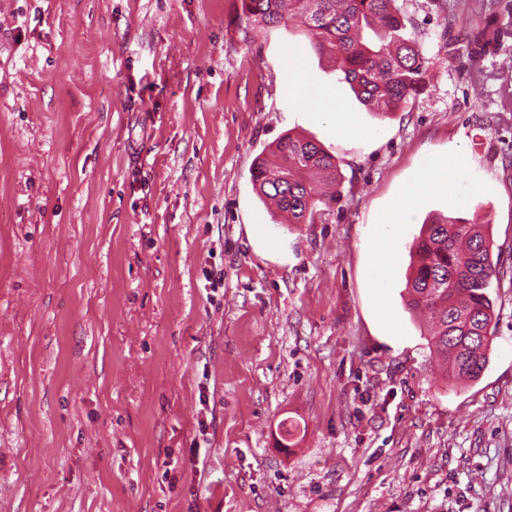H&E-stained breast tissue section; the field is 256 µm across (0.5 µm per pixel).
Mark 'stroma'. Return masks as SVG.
Instances as JSON below:
<instances>
[{
    "label": "stroma",
    "instance_id": "obj_1",
    "mask_svg": "<svg viewBox=\"0 0 512 512\" xmlns=\"http://www.w3.org/2000/svg\"><path fill=\"white\" fill-rule=\"evenodd\" d=\"M396 4L424 90L381 115L240 0H0V512H512V36L475 63L484 16ZM291 53L361 135L289 97ZM289 132L343 174L309 224L253 187ZM451 212L503 270L463 385L406 305ZM396 223L397 222H392V224H387L388 226H390V229L385 230L382 233L381 240L384 243L385 251L383 256L379 259L378 263L376 264L373 274V282L376 284L378 288L384 286L385 281L387 280L395 262L392 242L393 239L398 236V227L400 226V224Z\"/></svg>",
    "mask_w": 512,
    "mask_h": 512
}]
</instances>
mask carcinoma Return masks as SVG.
Masks as SVG:
<instances>
[{
    "mask_svg": "<svg viewBox=\"0 0 512 512\" xmlns=\"http://www.w3.org/2000/svg\"><path fill=\"white\" fill-rule=\"evenodd\" d=\"M396 0H241L246 23L273 26L294 19L314 47L336 62L357 100L383 114L395 112L423 91L425 58L406 35L408 19ZM506 31L485 26L461 38L477 56L501 43ZM274 165L262 160L253 171L257 192L294 224L311 222L319 207L340 197L342 173L333 156L309 139L283 136ZM412 272L407 306L424 310L435 330L432 346L448 364V377L474 381L482 374L496 336L488 289L501 267L492 259L485 225L450 215L424 226L410 246Z\"/></svg>",
    "mask_w": 512,
    "mask_h": 512,
    "instance_id": "carcinoma-1",
    "label": "carcinoma"
}]
</instances>
